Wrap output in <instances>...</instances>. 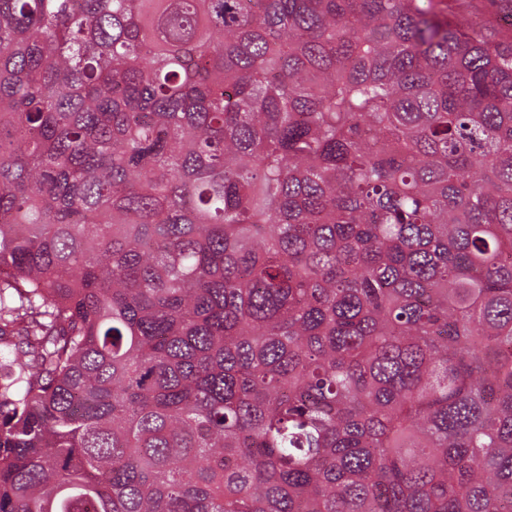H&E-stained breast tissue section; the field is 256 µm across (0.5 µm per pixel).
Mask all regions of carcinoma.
I'll return each instance as SVG.
<instances>
[{"label": "carcinoma", "instance_id": "1", "mask_svg": "<svg viewBox=\"0 0 512 512\" xmlns=\"http://www.w3.org/2000/svg\"><path fill=\"white\" fill-rule=\"evenodd\" d=\"M0 512H512V36L0 0Z\"/></svg>", "mask_w": 512, "mask_h": 512}]
</instances>
